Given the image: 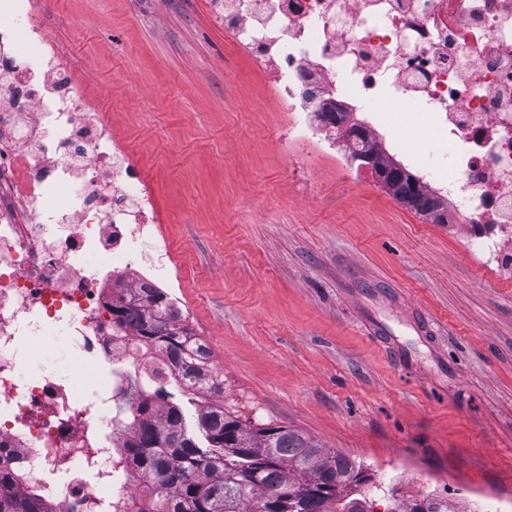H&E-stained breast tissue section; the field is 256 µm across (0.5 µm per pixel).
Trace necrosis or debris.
Listing matches in <instances>:
<instances>
[{"label": "necrosis or debris", "instance_id": "obj_1", "mask_svg": "<svg viewBox=\"0 0 512 512\" xmlns=\"http://www.w3.org/2000/svg\"><path fill=\"white\" fill-rule=\"evenodd\" d=\"M224 28L270 78L304 142L340 113L414 109L417 154L442 165L454 224H489L472 250L512 271V0H224ZM139 165L59 72L30 0H0V476L47 512H124L139 491L110 432L119 379L95 400L73 377L20 371L30 336L64 333L88 365L153 362L112 323L117 289L162 284ZM100 263L90 268L87 256Z\"/></svg>", "mask_w": 512, "mask_h": 512}]
</instances>
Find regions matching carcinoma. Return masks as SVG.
Returning <instances> with one entry per match:
<instances>
[{"label": "carcinoma", "instance_id": "carcinoma-1", "mask_svg": "<svg viewBox=\"0 0 512 512\" xmlns=\"http://www.w3.org/2000/svg\"><path fill=\"white\" fill-rule=\"evenodd\" d=\"M345 134L353 158L384 176L399 202L425 218L442 206L418 176L386 156L370 130L351 126ZM112 320L167 369L151 377L122 373L128 387L117 400L112 435L133 431L126 447L147 486L132 512H373L382 486L362 462L286 426H245L224 411V381L210 351L165 291L141 285L118 296ZM390 493L388 512H468L430 492ZM0 512L42 509L35 494L0 479Z\"/></svg>", "mask_w": 512, "mask_h": 512}]
</instances>
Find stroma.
<instances>
[{
  "mask_svg": "<svg viewBox=\"0 0 512 512\" xmlns=\"http://www.w3.org/2000/svg\"><path fill=\"white\" fill-rule=\"evenodd\" d=\"M214 0H34L58 63L130 142L170 242V290L241 421L299 430L405 497L512 500V280L468 224L395 200L344 139H292L297 113L213 16ZM387 155L398 105L361 115ZM26 374L71 375L63 336Z\"/></svg>",
  "mask_w": 512,
  "mask_h": 512,
  "instance_id": "obj_1",
  "label": "stroma"
}]
</instances>
